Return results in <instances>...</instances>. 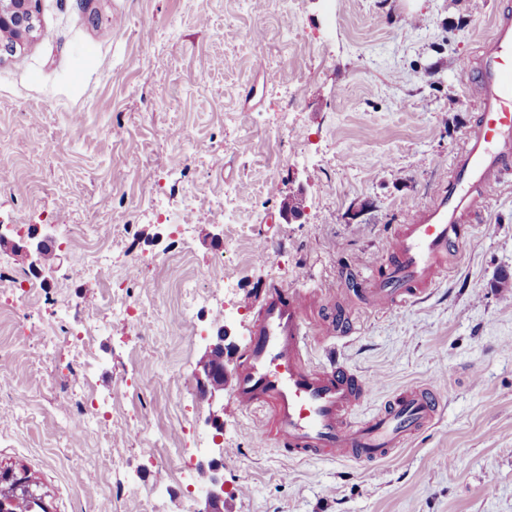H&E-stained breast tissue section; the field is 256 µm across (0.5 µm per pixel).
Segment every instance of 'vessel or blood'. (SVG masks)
Here are the masks:
<instances>
[{
    "label": "vessel or blood",
    "mask_w": 512,
    "mask_h": 512,
    "mask_svg": "<svg viewBox=\"0 0 512 512\" xmlns=\"http://www.w3.org/2000/svg\"><path fill=\"white\" fill-rule=\"evenodd\" d=\"M462 67L472 80L476 115L449 180L392 235L386 261L372 270L366 290L372 306L423 299L448 256L470 236L467 217L481 211L492 190L512 174V11L495 15L489 36ZM316 330L303 293L269 284L229 386L238 406L272 409V435L289 457L377 464L435 423L442 398L425 384L397 390L353 423L351 412L373 384L344 366L305 361Z\"/></svg>",
    "instance_id": "vessel-or-blood-1"
}]
</instances>
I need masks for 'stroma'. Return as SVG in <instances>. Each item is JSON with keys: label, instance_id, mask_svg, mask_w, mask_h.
<instances>
[{"label": "stroma", "instance_id": "1", "mask_svg": "<svg viewBox=\"0 0 512 512\" xmlns=\"http://www.w3.org/2000/svg\"><path fill=\"white\" fill-rule=\"evenodd\" d=\"M496 2L39 0L36 38L0 58V224L51 233L54 256L32 294L0 288V469L26 471L49 512H198L218 454L224 512H512V179L426 300L379 311L363 291L452 174L475 114L462 61ZM100 246L107 281L75 279V252ZM218 257L230 287L204 278ZM188 281L207 296L189 312ZM274 281L306 293L313 359L375 380L354 419L418 383L440 419L376 465L297 461L227 393L201 399L209 337L227 327L232 373ZM110 292L138 310L104 320L90 366L75 316L42 362L55 305L99 310ZM84 401L105 422L75 445Z\"/></svg>", "mask_w": 512, "mask_h": 512}]
</instances>
